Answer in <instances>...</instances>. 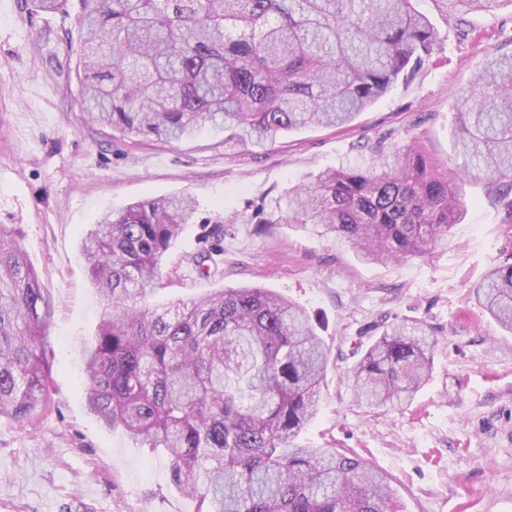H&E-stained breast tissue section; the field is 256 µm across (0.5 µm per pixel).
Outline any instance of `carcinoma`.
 I'll list each match as a JSON object with an SVG mask.
<instances>
[{
	"label": "carcinoma",
	"mask_w": 512,
	"mask_h": 512,
	"mask_svg": "<svg viewBox=\"0 0 512 512\" xmlns=\"http://www.w3.org/2000/svg\"><path fill=\"white\" fill-rule=\"evenodd\" d=\"M512 0H437L465 16ZM76 55L91 121L135 136L187 138L211 123L242 145L342 126L409 80L442 41L412 0H78ZM459 153L483 165L512 218V55L487 59L456 102ZM193 202L139 200L82 245L103 299L84 350L88 411L138 448H159L172 483L205 512H397L387 477L349 448H301L329 352L305 310L267 289L224 288L152 308L161 262ZM462 204L413 143L380 140L368 164L323 170L281 218L383 263L428 253ZM472 295L512 333V262ZM47 293L16 231L0 224V416L31 425L48 405ZM433 363L418 321L383 327L346 381L375 407L412 401Z\"/></svg>",
	"instance_id": "carcinoma-1"
}]
</instances>
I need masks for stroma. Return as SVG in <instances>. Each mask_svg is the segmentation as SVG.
<instances>
[{
  "instance_id": "1",
  "label": "stroma",
  "mask_w": 512,
  "mask_h": 512,
  "mask_svg": "<svg viewBox=\"0 0 512 512\" xmlns=\"http://www.w3.org/2000/svg\"><path fill=\"white\" fill-rule=\"evenodd\" d=\"M414 7L442 43L412 80L349 125L283 133L248 147L233 127L208 125L166 142L123 135L80 108L73 13L0 0V224L15 225L51 304L45 354L50 399L34 424L0 417V512H200L171 483L169 463L130 445L87 410L82 343L102 299L81 254L102 214L181 193L196 211L167 253L149 305L257 286L310 314L330 349L320 410L304 448H351L382 470L400 512H512V335L469 293L512 255V222L477 171L458 180L453 105L486 58L512 54V6L467 17V37L434 0ZM418 143L447 167L464 220L431 254L364 264L311 227L278 223L277 205L314 172L369 159L380 138ZM271 218L257 234L255 213ZM235 223H227L229 215ZM222 225L221 239L210 238ZM212 253L210 277L193 258ZM417 320L436 341L430 375L403 409L358 402L343 379L358 343L381 323Z\"/></svg>"
}]
</instances>
